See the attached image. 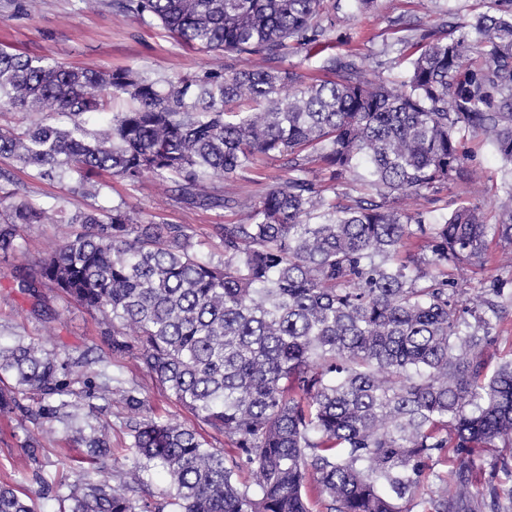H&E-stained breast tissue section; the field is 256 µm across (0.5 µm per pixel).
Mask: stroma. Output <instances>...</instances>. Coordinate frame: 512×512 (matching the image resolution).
Returning a JSON list of instances; mask_svg holds the SVG:
<instances>
[{"label":"stroma","mask_w":512,"mask_h":512,"mask_svg":"<svg viewBox=\"0 0 512 512\" xmlns=\"http://www.w3.org/2000/svg\"><path fill=\"white\" fill-rule=\"evenodd\" d=\"M489 9V0H375L373 9L355 14L346 0L332 11V26L326 32L327 52L331 55L356 53L364 70L400 78L405 70L398 64L399 54L393 44L397 39L394 22L404 18L416 33L445 36L451 27L470 23ZM31 57H48L66 67L107 69L131 67L143 76L158 79L223 71L261 65L258 57L243 59L224 52H201L177 42L155 21L143 22L124 13L117 0H40L38 10L25 8V0H0V47ZM464 146L468 164L478 173L477 180H460L443 190L437 202L417 198L402 201L411 213L431 209L433 204L456 206L480 205L489 223L498 220V205L512 190V170L482 137L468 134ZM0 170L9 173L11 187L18 198L51 207L65 213L90 212L122 205L141 221H163L187 225L195 242L209 246L216 239V228L238 220L237 211L221 207L187 208L177 198L171 182L145 175L135 185L116 177H107L100 191L79 187L76 182H49L32 177L14 161L0 159ZM287 177L282 157H261L234 184L236 195L258 200L271 185ZM26 250L14 257L0 259V337H24L39 342L46 349L79 358L86 352L103 356L110 373H122L143 390L155 414L193 424V416L168 391L149 375L140 372L128 355L113 352L105 339V327L96 316L54 289L41 291L40 307L21 294L15 286L18 271H34L44 253L62 238L55 224H37L25 230ZM512 252V243L493 237L488 241L490 259L484 265L456 271L462 298L497 286L512 291V268L500 262ZM85 412H93L112 427V445L118 461L108 470L110 481L131 467L135 454L130 450L126 427L128 413L123 404L99 398L79 397ZM195 424V423H194ZM34 424L17 419L0 424V480L25 483L34 469H42L47 478H56L62 459H80L82 449L71 443L64 431H57L50 441L35 449L24 444L26 433Z\"/></svg>","instance_id":"35a3bbf8"}]
</instances>
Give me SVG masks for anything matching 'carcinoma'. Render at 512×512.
Masks as SVG:
<instances>
[{
    "label": "carcinoma",
    "instance_id": "obj_1",
    "mask_svg": "<svg viewBox=\"0 0 512 512\" xmlns=\"http://www.w3.org/2000/svg\"><path fill=\"white\" fill-rule=\"evenodd\" d=\"M141 20L202 51L273 60L288 44L320 50L332 25L325 0H121ZM401 79L368 78L357 56L329 55L328 80L307 85L266 66L150 79L132 68L63 67L0 50V106L58 112L64 126L0 128V157L48 181L85 187L106 172L135 184L169 180L187 206L236 208L218 227L221 257L196 248L184 224L137 220L117 205L71 216L0 184V257L21 252L31 224L67 223L39 263L16 277L35 296L43 284L101 316L112 349L128 353L195 419L224 436L225 454L197 430L148 416L134 382L97 385L73 377L82 363L21 339L0 346V419L81 422L74 437L90 467L54 480L58 512H472L470 473H512V358L486 373L501 309L512 293L491 288L460 304L453 271L478 263L491 234L512 242V192L487 223L472 204L408 213L386 198L434 195L471 174L461 133L484 136L512 163V0H491L471 29L432 39ZM478 49L485 63L474 65ZM287 83L292 92L281 94ZM127 107L105 132L83 115ZM285 157L288 177L257 203L230 195L260 155ZM320 166L335 185L347 174L381 200L342 206L307 178ZM224 179V195L206 180ZM428 239L430 271L400 253ZM85 396L118 399L128 411L139 462L118 482L111 427L76 412ZM37 394L34 410L20 396ZM458 465L453 489L418 499L446 454ZM170 478L169 500L143 493L150 472ZM247 471L255 488L241 487ZM32 480L52 486L36 470ZM483 505L512 512V489L488 484ZM0 512H34L31 497L0 483Z\"/></svg>",
    "mask_w": 512,
    "mask_h": 512
}]
</instances>
